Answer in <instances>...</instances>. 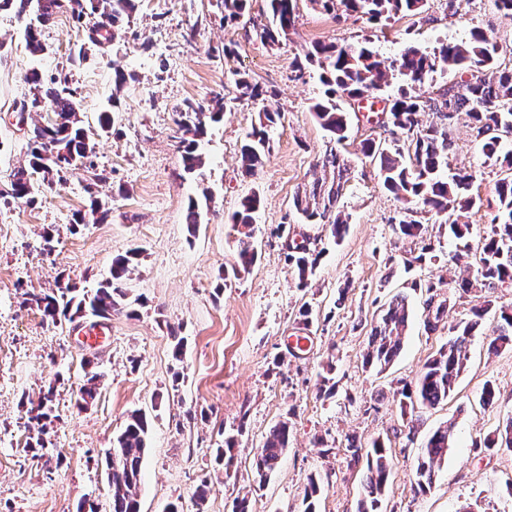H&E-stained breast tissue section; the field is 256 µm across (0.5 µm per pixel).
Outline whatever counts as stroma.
<instances>
[{
    "label": "stroma",
    "instance_id": "1",
    "mask_svg": "<svg viewBox=\"0 0 512 512\" xmlns=\"http://www.w3.org/2000/svg\"><path fill=\"white\" fill-rule=\"evenodd\" d=\"M427 0L422 17H396L370 25L334 18L309 0H297L298 21L287 41L270 47L256 35L268 20L266 0H250L240 22L225 25L216 0H136L130 23L106 50L90 45L84 28L62 12L41 29L43 52L27 47L26 19L0 10V512H77L85 501L110 512L105 453L130 410L150 419L148 450L137 490L140 512H231L235 498L249 497L254 512H301L310 476H320L318 512H356L364 496L363 464H351L348 439L369 444L382 437L394 457L382 512H512V451L474 457V440L501 429L512 417V349L490 351L497 325L486 316L469 346V360L447 402L423 411L409 435L393 393L413 381L428 358L447 342L448 328L466 320L473 294L456 293L448 316L425 330L422 283L465 276L497 210L498 167L486 163L466 114L448 128L454 143L451 168L476 174L479 208L462 214L472 227L466 243L450 241L440 217L420 214L421 237L395 232L402 204L385 191L375 166L360 152L368 138L385 139L362 103L343 99L349 117L346 141L332 145L311 107L324 88L316 75L296 78L291 62L315 42L355 45L372 39L377 52L395 57L406 45L430 49L446 39L464 40L472 28L512 46V16L493 0ZM234 44L232 61L222 48ZM130 74L115 89V70ZM264 91L261 99L235 103L223 124L209 127L200 145L205 164L194 174L182 167L176 111L192 100L210 107L215 95H231L234 70ZM68 78L82 101V119L94 134L92 168L77 165L42 185L29 206L12 199V175L26 165L30 131L46 110L24 112L29 71ZM119 104L111 134H102L101 112ZM282 119L270 133V151L254 175L243 173L240 147L262 110ZM336 148L349 164L340 200L349 231L333 241L320 224L304 223L293 208L295 193L322 177L318 162ZM209 188L212 198L197 227L185 222L189 197ZM258 192V259L232 284L224 267L235 256L229 222L241 198ZM107 218L72 231L73 216L89 198ZM306 232L321 253L307 288L287 259L285 235ZM54 241L45 245L44 230ZM432 244L438 258L404 273L403 263ZM142 254L130 274L129 298H144L138 316L112 315L105 336L88 344L79 328L44 321L29 301L58 281L88 290L109 277L112 259L130 246ZM410 295L412 322L397 360L385 371L364 368L371 325L396 294ZM311 309L304 325L302 305ZM307 339L301 357L289 337ZM185 338L176 361V338ZM96 360L98 394L79 407L86 360ZM336 367L335 395H320L326 363ZM495 405L482 406L485 385ZM54 388L56 417L47 426L49 450L33 457L35 429L26 411ZM290 444L279 467L259 483L252 460L279 422ZM451 425L453 445L426 492L415 487V463L424 437ZM237 437L231 470L214 460L222 434ZM209 482L205 501L195 493Z\"/></svg>",
    "mask_w": 512,
    "mask_h": 512
}]
</instances>
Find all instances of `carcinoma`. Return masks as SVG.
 <instances>
[{"label": "carcinoma", "instance_id": "obj_1", "mask_svg": "<svg viewBox=\"0 0 512 512\" xmlns=\"http://www.w3.org/2000/svg\"><path fill=\"white\" fill-rule=\"evenodd\" d=\"M249 0H218L223 9L224 23L234 25L243 16ZM269 6V22L259 33L260 40L269 46H278L295 29L297 0H266ZM322 11L339 16L344 12L358 15L369 23H380L402 14L419 16L424 13L426 0H309ZM69 4L74 17L86 22L88 41L97 46L108 43L115 32L129 22L135 8L134 0H0V8L16 11L18 17L35 15L40 24L51 23L56 15ZM502 47L490 42L485 34L472 30L470 37L461 42H443L431 50L415 45L406 46L400 56L392 61L382 58L371 46L314 43L295 54L293 71L304 74L317 68L319 79L325 87L324 96L311 107V112L330 139L340 144L347 139L348 121L340 104L343 98L362 100L376 97L387 85L388 72H394L401 80L398 90L387 97L383 126L390 128L392 139L381 143L373 138L362 142L361 153L376 164L380 184L405 204L398 220L397 233L402 237H419L422 225L413 218L418 211L445 216L448 236L463 239L469 225L453 218L456 211H469L476 207L480 198L472 193L476 175L459 169L448 172L452 142L448 125L459 112L469 117L477 137L481 139L486 160L502 168L496 183L500 208L491 220L490 233L484 238L479 257L472 265V272L455 285H448V292L461 289L494 290L512 286V150H504V139L512 134V67L499 62ZM453 67L469 74V77L443 91L440 98H432L422 92L425 84L437 70ZM234 100H256L264 95L258 85L234 71ZM32 96L21 102L20 111L37 110L48 106L53 118L31 131L28 142L27 164L13 174L11 197L27 205L37 203L41 185L50 182L55 175L77 162L85 163L94 154L87 130L80 118L81 103L76 91L66 81L58 78L45 82L32 71L26 78ZM231 106L225 98H216L212 110L205 111L200 105L187 100L179 111L177 121L181 136L178 149L182 153L186 173L193 174L203 164L198 152L199 140L207 132V123H219ZM431 112L438 121L422 125L420 116ZM281 113L264 110L258 113V124L252 127L240 149L241 167L247 174L255 173L263 166L270 150L268 129L278 124ZM322 168L332 170L331 181L313 182L310 187L297 191L294 208L309 224H323L330 229L336 240L343 238L348 229V216L339 210L338 202L347 182V163L335 151L325 154L320 161ZM204 201L211 198L208 190L202 191ZM202 201V202H204ZM202 202L189 199L185 223H200ZM261 206L257 193L245 196L239 210L232 217L237 227L236 257L230 268L224 270V279L239 278L249 271L257 257L254 242V214ZM102 212L98 201L90 203L89 210L75 215L72 230L90 222L99 221ZM321 253L311 249L306 241L288 243V263L298 273L297 287H307ZM139 259L136 249L118 254L112 259L111 277L99 284L92 292H79L68 284L40 295L30 301L42 313L44 319L56 324L69 323L87 316L107 318L127 307L125 281ZM424 301L427 330H434L447 317L450 299L428 283ZM490 301L483 300L470 309V318L449 329L451 337L437 353L422 366L414 383L404 384L393 392L402 415L410 416L409 431H414L416 411L434 408L448 400L455 383L468 361L469 338L477 332ZM412 309L407 296L396 295L380 317L379 326L369 336V350L365 367L384 371L402 348V338L411 323ZM500 324L496 336L489 343L495 351L512 347V305L499 308ZM54 412V388L39 397L38 403L27 410L28 422L38 429L35 446L45 448L44 435ZM150 422L146 413L136 410L127 416L124 427L115 436L111 455L107 456L108 483L112 492L111 512H139L137 487L141 481L142 463L147 452V436ZM289 444L288 423L275 426L255 457L259 483L263 484L277 469ZM236 440L228 437L215 449V461L230 468ZM512 449V420L493 437L487 436L473 442V448L484 453L494 449ZM451 448V429H436L421 448L415 469L416 488L426 491L434 480L436 468L448 456ZM351 461L366 462V493L360 500L358 512H382L381 503L387 481L394 465L385 442L380 438L371 441L369 449L351 439L346 446ZM321 491L320 480L310 479L304 497L303 512H317L316 498Z\"/></svg>", "mask_w": 512, "mask_h": 512}]
</instances>
